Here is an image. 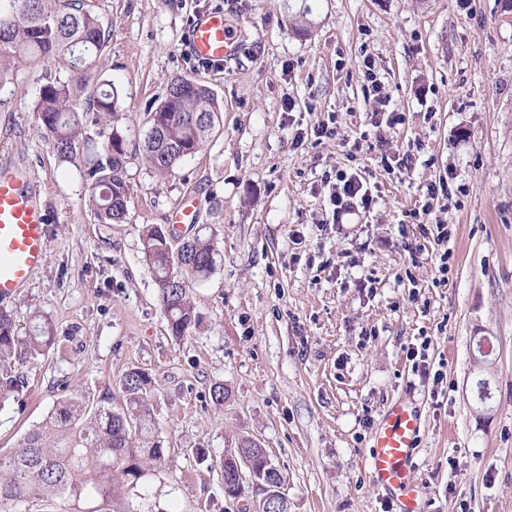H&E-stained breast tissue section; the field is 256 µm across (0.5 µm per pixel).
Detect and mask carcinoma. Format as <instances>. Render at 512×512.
<instances>
[{
	"mask_svg": "<svg viewBox=\"0 0 512 512\" xmlns=\"http://www.w3.org/2000/svg\"><path fill=\"white\" fill-rule=\"evenodd\" d=\"M108 42L98 15L85 0H0V79L23 61L46 56L63 59L65 79L49 78L39 89L33 112L50 133L63 161L80 155L89 184V205L99 223H118L125 215L126 143L115 121L119 92L96 75V64ZM217 107L209 88L191 79H177L167 95L148 113L142 156L160 175H168L207 141ZM198 226L194 235L174 246L166 229L148 225L142 231L143 254L154 273L171 335L185 337L198 315L188 288L216 270L218 252ZM47 320L36 323L28 336H18L10 314L0 310V401L14 389L11 375L18 348L40 350L52 342ZM151 380L137 370L122 380L124 400L89 404L77 395L62 397L41 426L28 433L12 452L0 455V512L21 498L93 489L112 492L118 479L137 486L165 455L161 440L151 434L147 394ZM255 447L245 440L237 454L219 462L225 495L235 498L243 482L236 476L241 453ZM253 468L261 482L282 495L285 479L268 457L254 454Z\"/></svg>",
	"mask_w": 512,
	"mask_h": 512,
	"instance_id": "obj_1",
	"label": "carcinoma"
}]
</instances>
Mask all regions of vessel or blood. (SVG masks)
Returning <instances> with one entry per match:
<instances>
[{
  "label": "vessel or blood",
  "mask_w": 512,
  "mask_h": 512,
  "mask_svg": "<svg viewBox=\"0 0 512 512\" xmlns=\"http://www.w3.org/2000/svg\"><path fill=\"white\" fill-rule=\"evenodd\" d=\"M186 46L203 61L223 64L239 52L224 14L199 15L186 33ZM48 214L36 185L17 169L0 167V300L14 297L47 257ZM416 407H389L371 434L368 469L375 485L392 495L396 512H421L420 488L413 478L414 452L422 437Z\"/></svg>",
  "instance_id": "b4317fda"
}]
</instances>
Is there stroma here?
<instances>
[{"label":"stroma","mask_w":512,"mask_h":512,"mask_svg":"<svg viewBox=\"0 0 512 512\" xmlns=\"http://www.w3.org/2000/svg\"><path fill=\"white\" fill-rule=\"evenodd\" d=\"M87 2L109 35L99 71L120 92L127 213L99 223L80 161H60L36 120L38 90L67 76L64 63L20 64L0 83V166L41 188L50 248L4 307L23 334L47 318L53 342L12 362L0 453L64 395L121 401L131 370L154 382L166 453L137 487L21 499L10 512H240L262 490L248 481L228 498L212 463L245 439L284 474L288 512H389L363 461L397 401L422 413V512H512V15L499 0ZM215 9L240 53L205 67L184 35ZM369 62L387 111L404 117L382 136ZM177 78L207 85L219 112L201 151L162 176L140 143ZM331 117L335 136L316 139ZM340 170L364 177L376 204L333 226ZM444 179L452 198L432 213L450 233L439 286L434 242L412 214ZM189 196L218 260L190 287L200 321L178 340L141 233L170 224ZM419 346L442 380L417 371L407 352Z\"/></svg>","instance_id":"stroma-1"}]
</instances>
